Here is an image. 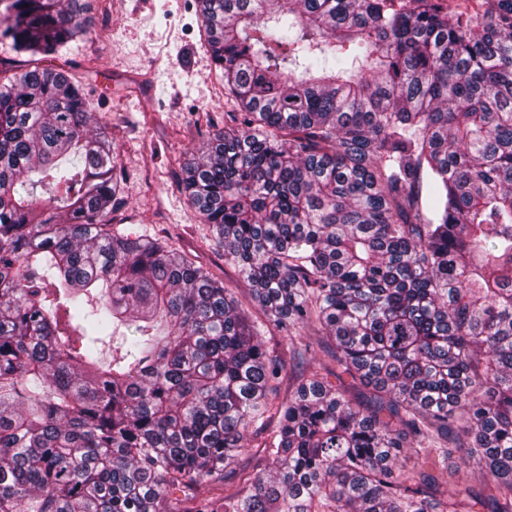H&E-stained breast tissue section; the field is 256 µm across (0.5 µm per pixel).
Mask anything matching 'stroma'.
I'll use <instances>...</instances> for the list:
<instances>
[{"label":"stroma","mask_w":512,"mask_h":512,"mask_svg":"<svg viewBox=\"0 0 512 512\" xmlns=\"http://www.w3.org/2000/svg\"><path fill=\"white\" fill-rule=\"evenodd\" d=\"M85 36L45 58L85 91L95 126L112 141L124 207L115 223L131 235L162 231L246 296L223 250L185 194L183 168L223 130L230 105L206 45L198 0H85Z\"/></svg>","instance_id":"35a3bbf8"}]
</instances>
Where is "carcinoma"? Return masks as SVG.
Listing matches in <instances>:
<instances>
[{
  "instance_id": "obj_1",
  "label": "carcinoma",
  "mask_w": 512,
  "mask_h": 512,
  "mask_svg": "<svg viewBox=\"0 0 512 512\" xmlns=\"http://www.w3.org/2000/svg\"><path fill=\"white\" fill-rule=\"evenodd\" d=\"M199 2L233 111L182 185L249 305L112 227L80 86L0 82V512H512V0ZM83 12L0 16L46 57Z\"/></svg>"
}]
</instances>
